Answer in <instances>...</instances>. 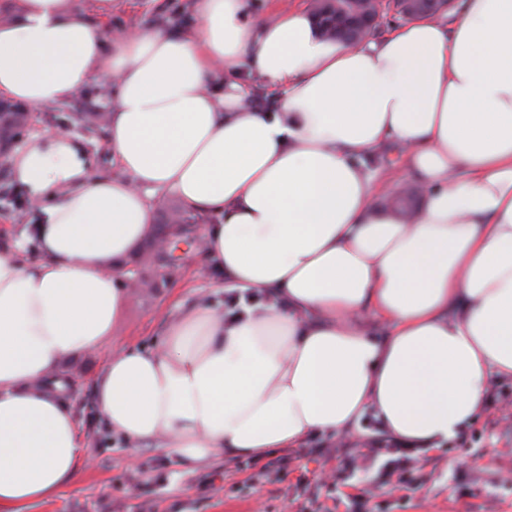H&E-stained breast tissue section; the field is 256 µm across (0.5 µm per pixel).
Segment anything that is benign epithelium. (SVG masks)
Returning <instances> with one entry per match:
<instances>
[{
	"label": "benign epithelium",
	"instance_id": "1",
	"mask_svg": "<svg viewBox=\"0 0 512 512\" xmlns=\"http://www.w3.org/2000/svg\"><path fill=\"white\" fill-rule=\"evenodd\" d=\"M453 0H349L339 21L324 26L327 36L339 35L351 45L375 33L391 13L404 19L438 17Z\"/></svg>",
	"mask_w": 512,
	"mask_h": 512
}]
</instances>
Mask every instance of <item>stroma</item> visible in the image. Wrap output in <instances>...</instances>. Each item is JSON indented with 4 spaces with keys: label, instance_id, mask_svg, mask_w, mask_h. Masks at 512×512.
Returning <instances> with one entry per match:
<instances>
[{
    "label": "stroma",
    "instance_id": "stroma-1",
    "mask_svg": "<svg viewBox=\"0 0 512 512\" xmlns=\"http://www.w3.org/2000/svg\"><path fill=\"white\" fill-rule=\"evenodd\" d=\"M196 0H112V13L102 26L114 31L154 29L180 35L196 28ZM109 96L90 86L68 104L32 109L20 144L28 146L46 129L80 137L100 177L118 171L107 148V132L78 128L76 113L108 111ZM378 177L393 197L414 196L417 180L398 148L383 149ZM43 205L16 182L9 162L0 163V243L28 246L31 225L40 223ZM195 246L185 237L170 241L167 255L142 244L130 273L151 280V287L131 293L116 341L71 364L69 402L85 445V466L48 500L26 512H512V378H492L484 414L448 445L433 450L419 463L420 488L405 491L385 482L382 458L370 463L367 475H356L330 487L321 474L340 466V458H324L327 436H313L298 448H276L266 455L217 454L194 466L184 465L145 442L130 448L126 440L96 417L93 391L116 346L154 348L166 319L199 300L224 305V280L194 259Z\"/></svg>",
    "mask_w": 512,
    "mask_h": 512
}]
</instances>
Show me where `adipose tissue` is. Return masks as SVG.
I'll list each match as a JSON object with an SVG mask.
<instances>
[{
  "instance_id": "ef3b65f1",
  "label": "adipose tissue",
  "mask_w": 512,
  "mask_h": 512,
  "mask_svg": "<svg viewBox=\"0 0 512 512\" xmlns=\"http://www.w3.org/2000/svg\"><path fill=\"white\" fill-rule=\"evenodd\" d=\"M197 10L179 37L106 35L74 0H22L0 20V95L45 108L110 82L120 168L94 176L58 131L11 160L44 216L37 260L0 250V512L49 499L86 462L60 370L111 340L160 191L213 216L199 256L230 288L283 303L228 322L201 300L156 349H116L95 406L129 443L191 466L347 435L370 413L426 452L512 377V0L357 46L299 8ZM245 66L278 111L247 104ZM390 141L427 196L407 217L371 172Z\"/></svg>"
}]
</instances>
